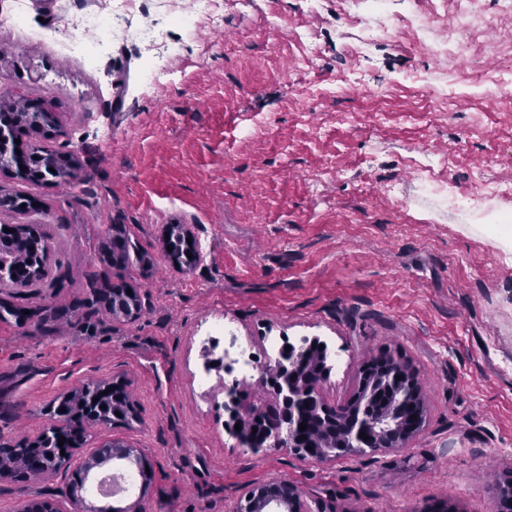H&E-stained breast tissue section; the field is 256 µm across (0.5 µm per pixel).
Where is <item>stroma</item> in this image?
Listing matches in <instances>:
<instances>
[{"instance_id": "35a3bbf8", "label": "stroma", "mask_w": 512, "mask_h": 512, "mask_svg": "<svg viewBox=\"0 0 512 512\" xmlns=\"http://www.w3.org/2000/svg\"><path fill=\"white\" fill-rule=\"evenodd\" d=\"M108 0H27L0 24V90L58 119L48 139L77 150L70 183L0 171V192L51 244L52 284L0 296V446L47 429L49 404L120 376L133 417L86 432L142 449L146 512H231L257 483H293L328 512H492L512 469V250L487 230L512 216V12L501 0H141L112 25H154L156 42L112 39L68 55L47 35ZM193 14L191 34L175 24ZM185 39L183 56L166 44ZM459 41L463 55L439 54ZM182 70L149 85L154 65ZM187 224L202 262L179 267L166 225ZM129 242L125 262L102 243ZM126 280L137 317L110 320L94 291ZM29 312L19 323L9 310ZM48 331L32 324L46 312ZM230 330L250 352L324 341L322 389L349 400L359 367L398 355L426 398L401 449L327 460L254 453L224 431L199 351ZM64 475L0 481V512L56 492Z\"/></svg>"}]
</instances>
